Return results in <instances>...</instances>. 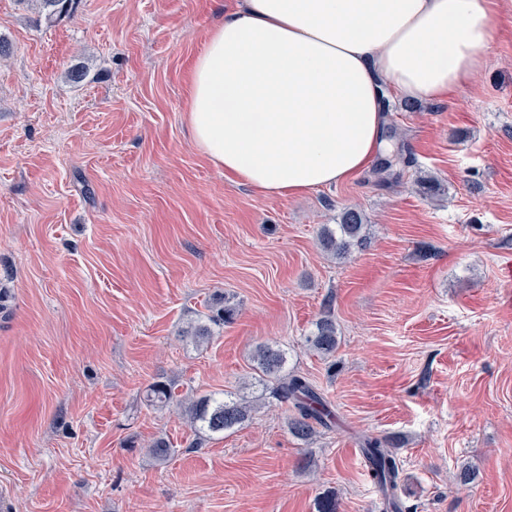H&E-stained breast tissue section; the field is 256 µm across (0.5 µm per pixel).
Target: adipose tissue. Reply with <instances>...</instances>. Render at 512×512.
Returning a JSON list of instances; mask_svg holds the SVG:
<instances>
[{"mask_svg": "<svg viewBox=\"0 0 512 512\" xmlns=\"http://www.w3.org/2000/svg\"><path fill=\"white\" fill-rule=\"evenodd\" d=\"M512 0H239L192 69L186 120L225 176L268 197L348 181L388 151L385 86L444 100L483 66Z\"/></svg>", "mask_w": 512, "mask_h": 512, "instance_id": "obj_1", "label": "adipose tissue"}]
</instances>
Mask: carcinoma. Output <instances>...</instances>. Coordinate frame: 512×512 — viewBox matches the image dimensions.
<instances>
[{
	"mask_svg": "<svg viewBox=\"0 0 512 512\" xmlns=\"http://www.w3.org/2000/svg\"><path fill=\"white\" fill-rule=\"evenodd\" d=\"M40 16L51 22L69 16L76 9L77 0H29ZM412 163L411 158L402 153L382 157L374 173L387 176L394 166ZM367 239V224L363 213L353 207L344 209L339 224L332 228L324 225L321 232L323 247L336 256H344L355 246ZM216 317L228 323L234 319L236 305L222 296L216 300ZM310 349L330 356L336 351L338 336L336 323L326 312L314 323V330L306 338ZM253 361L258 371L256 384L259 394L248 398L232 392L205 393L193 397L177 394V386L168 381L156 380L149 384L143 393L146 406L163 409L176 405L182 409L191 429L198 435L206 436L234 430L247 422L255 410V402L270 394L273 398L291 404L293 415L287 420L288 431L297 439L307 443L317 433V428L330 429L336 424V413L329 401L310 381L294 372L286 370L288 362L285 351L270 345L259 346ZM361 452L364 458L367 477L381 494L383 507L388 512H401L398 498L399 464L395 446L389 439L367 437ZM150 453L158 461L168 460L175 449L163 438H157L150 445Z\"/></svg>",
	"mask_w": 512,
	"mask_h": 512,
	"instance_id": "carcinoma-1",
	"label": "carcinoma"
}]
</instances>
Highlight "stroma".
Wrapping results in <instances>:
<instances>
[{
  "mask_svg": "<svg viewBox=\"0 0 512 512\" xmlns=\"http://www.w3.org/2000/svg\"><path fill=\"white\" fill-rule=\"evenodd\" d=\"M235 6L80 0L49 23L0 0V512H383L367 436L399 442L402 512H512V13L450 98L388 96L387 137L413 159L397 176L266 197L185 120L206 34ZM346 207L370 239L339 260L318 233ZM222 293L234 322L182 338ZM326 311L329 358L305 344ZM264 343L333 428L302 442L269 398L200 438L142 400L160 379L244 392Z\"/></svg>",
  "mask_w": 512,
  "mask_h": 512,
  "instance_id": "obj_1",
  "label": "stroma"
}]
</instances>
